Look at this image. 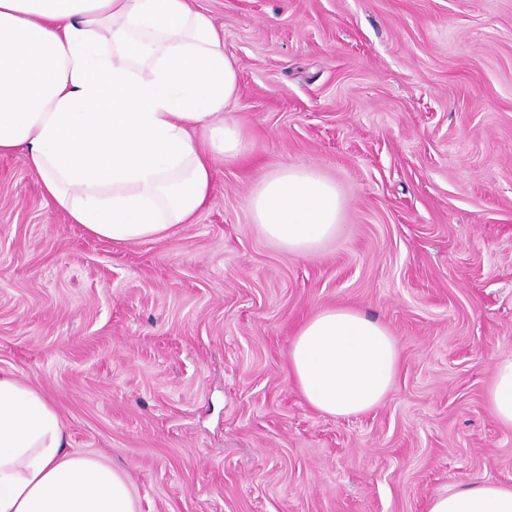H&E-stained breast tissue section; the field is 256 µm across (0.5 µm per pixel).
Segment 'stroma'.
Segmentation results:
<instances>
[{"mask_svg":"<svg viewBox=\"0 0 512 512\" xmlns=\"http://www.w3.org/2000/svg\"><path fill=\"white\" fill-rule=\"evenodd\" d=\"M239 70L252 143L164 240L114 244L0 154V372L38 386L70 452L129 477L139 512H426L512 485L486 400L512 356V0H198ZM290 165L344 196L343 232L297 256L248 199ZM399 343L386 400L307 405L288 375L329 306Z\"/></svg>","mask_w":512,"mask_h":512,"instance_id":"obj_1","label":"stroma"}]
</instances>
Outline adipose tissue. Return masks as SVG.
Returning <instances> with one entry per match:
<instances>
[{"instance_id": "ef3b65f1", "label": "adipose tissue", "mask_w": 512, "mask_h": 512, "mask_svg": "<svg viewBox=\"0 0 512 512\" xmlns=\"http://www.w3.org/2000/svg\"><path fill=\"white\" fill-rule=\"evenodd\" d=\"M238 90L224 36L195 0H0V154L25 151L45 194L97 238L155 241L192 223L214 159L249 149L225 114ZM342 206L336 184L302 165L249 199L261 232L295 255L341 234ZM397 365L388 329L347 307L304 319L289 349L304 400L332 417L379 406ZM487 401L512 427V357L494 365ZM68 445L43 391L0 373V512H138L126 475ZM426 512H512V485L467 483Z\"/></svg>"}]
</instances>
